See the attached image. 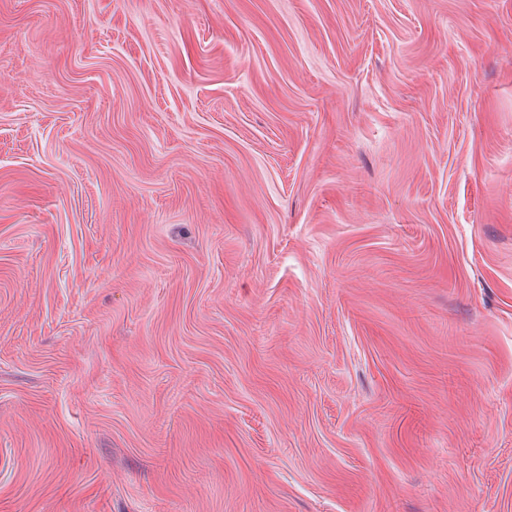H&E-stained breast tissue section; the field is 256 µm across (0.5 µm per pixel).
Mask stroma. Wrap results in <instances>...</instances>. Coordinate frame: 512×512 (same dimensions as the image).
Here are the masks:
<instances>
[{
  "label": "stroma",
  "instance_id": "obj_1",
  "mask_svg": "<svg viewBox=\"0 0 512 512\" xmlns=\"http://www.w3.org/2000/svg\"><path fill=\"white\" fill-rule=\"evenodd\" d=\"M0 512H512V0H0Z\"/></svg>",
  "mask_w": 512,
  "mask_h": 512
}]
</instances>
